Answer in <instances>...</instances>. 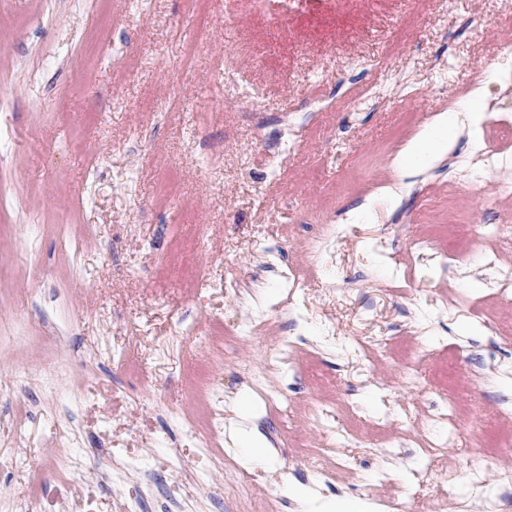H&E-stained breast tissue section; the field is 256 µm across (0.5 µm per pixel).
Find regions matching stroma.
Returning a JSON list of instances; mask_svg holds the SVG:
<instances>
[{
    "instance_id": "35a3bbf8",
    "label": "stroma",
    "mask_w": 512,
    "mask_h": 512,
    "mask_svg": "<svg viewBox=\"0 0 512 512\" xmlns=\"http://www.w3.org/2000/svg\"><path fill=\"white\" fill-rule=\"evenodd\" d=\"M512 56V0H0V443L29 405L28 463L0 468L8 512H84L39 474L63 425L41 386L68 374L89 393L67 432L114 455L162 441L155 472L196 466L185 423L204 427L205 388L249 402L274 450L249 465L262 496L224 512H298L297 486L378 505L418 491L411 512L454 487L471 512L475 455L512 446V306L493 291L481 226L503 228L512 260V169L480 171L472 145L424 174L393 160L432 115L468 96L475 71ZM377 101L356 104L365 87ZM398 188L390 207L382 189ZM332 224L318 250L319 225ZM432 244L415 261L412 237ZM285 243L295 293L266 249ZM265 335L237 339L258 299ZM192 323L188 335L178 321ZM302 341L287 405L253 389L278 378L282 333ZM414 368L420 386L402 376ZM455 395L452 448L430 460L433 400ZM323 402L354 438L340 470L305 412ZM404 421H387V411Z\"/></svg>"
}]
</instances>
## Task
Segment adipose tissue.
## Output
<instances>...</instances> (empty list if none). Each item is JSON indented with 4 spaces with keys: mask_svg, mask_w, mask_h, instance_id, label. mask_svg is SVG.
<instances>
[{
    "mask_svg": "<svg viewBox=\"0 0 512 512\" xmlns=\"http://www.w3.org/2000/svg\"><path fill=\"white\" fill-rule=\"evenodd\" d=\"M488 108L483 90L477 89L464 103L434 115L400 150L394 159L395 167L401 175L412 176L447 157L460 139L476 140L479 124ZM234 411L236 420L229 428L234 447L242 449L249 460L268 459L270 446L255 424L254 409L240 401Z\"/></svg>",
    "mask_w": 512,
    "mask_h": 512,
    "instance_id": "ef3b65f1",
    "label": "adipose tissue"
}]
</instances>
